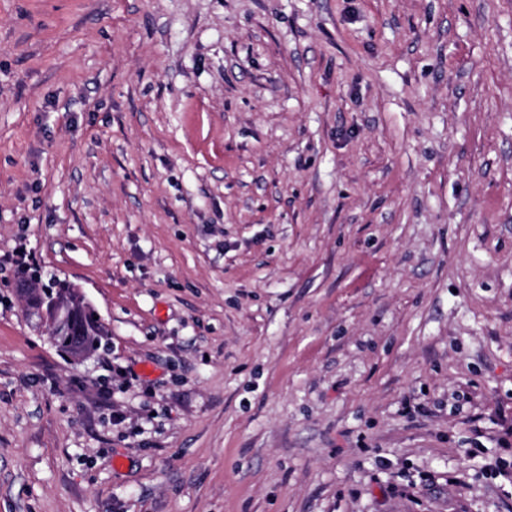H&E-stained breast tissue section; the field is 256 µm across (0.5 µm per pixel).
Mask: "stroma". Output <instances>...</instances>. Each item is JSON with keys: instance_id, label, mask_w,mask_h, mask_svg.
Wrapping results in <instances>:
<instances>
[{"instance_id": "1", "label": "stroma", "mask_w": 512, "mask_h": 512, "mask_svg": "<svg viewBox=\"0 0 512 512\" xmlns=\"http://www.w3.org/2000/svg\"><path fill=\"white\" fill-rule=\"evenodd\" d=\"M0 512H512V0H0ZM92 310L75 309L66 317L64 326L60 327L55 337V344L59 350L70 355L73 348L79 345L101 344L105 332L98 319H94ZM93 352L83 346L74 348L71 360L84 361L89 359Z\"/></svg>"}]
</instances>
